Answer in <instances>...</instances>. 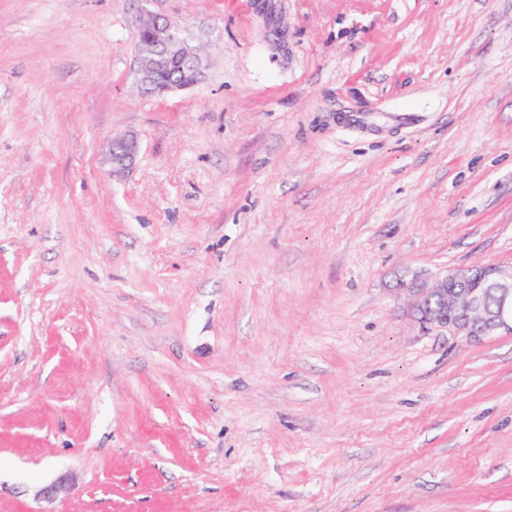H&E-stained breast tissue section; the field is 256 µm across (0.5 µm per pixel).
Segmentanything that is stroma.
I'll list each match as a JSON object with an SVG mask.
<instances>
[{"label": "stroma", "instance_id": "stroma-1", "mask_svg": "<svg viewBox=\"0 0 512 512\" xmlns=\"http://www.w3.org/2000/svg\"><path fill=\"white\" fill-rule=\"evenodd\" d=\"M479 263L512 0H0V512H512V335L399 292ZM134 48L139 82L147 93L161 95L190 87L202 75L203 62L190 33L161 16L149 14L142 19ZM137 155V142L133 136L113 138L110 157L112 162V173L120 174L129 169Z\"/></svg>", "mask_w": 512, "mask_h": 512}]
</instances>
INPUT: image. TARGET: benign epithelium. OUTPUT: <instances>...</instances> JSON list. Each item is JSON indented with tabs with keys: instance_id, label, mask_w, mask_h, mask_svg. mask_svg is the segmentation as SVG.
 Returning a JSON list of instances; mask_svg holds the SVG:
<instances>
[{
	"instance_id": "7a95c632",
	"label": "benign epithelium",
	"mask_w": 512,
	"mask_h": 512,
	"mask_svg": "<svg viewBox=\"0 0 512 512\" xmlns=\"http://www.w3.org/2000/svg\"><path fill=\"white\" fill-rule=\"evenodd\" d=\"M139 82L144 91L161 95L196 84L203 62L190 33L158 16L147 15L135 37ZM137 155L132 136L112 140V173L129 169ZM411 315L426 329H444L475 341L502 333L512 334V266L487 263L453 268L432 284L414 279ZM71 486L62 475L44 487L39 497L51 501Z\"/></svg>"
}]
</instances>
